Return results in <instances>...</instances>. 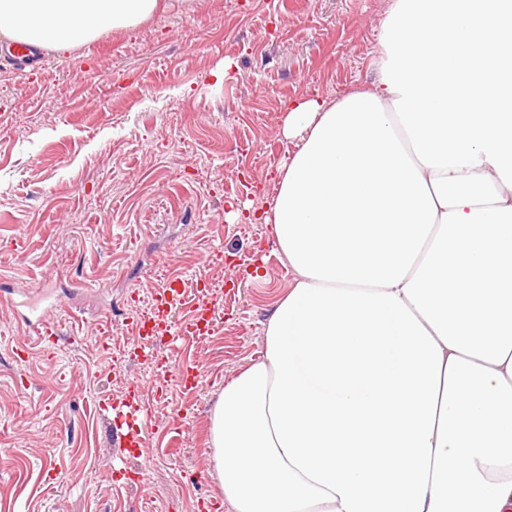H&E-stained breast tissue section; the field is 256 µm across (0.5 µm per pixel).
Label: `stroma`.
I'll list each match as a JSON object with an SVG mask.
<instances>
[{"mask_svg": "<svg viewBox=\"0 0 512 512\" xmlns=\"http://www.w3.org/2000/svg\"><path fill=\"white\" fill-rule=\"evenodd\" d=\"M165 2L135 29L45 51L34 73L0 54V512H228L211 411L291 279L260 219L296 151L277 119L380 76L391 0ZM170 275L214 283L217 326L179 353L196 387L158 393L116 351L139 345L126 312ZM22 290L61 300L59 341L29 336ZM134 377L155 422L127 485L109 476L98 401Z\"/></svg>", "mask_w": 512, "mask_h": 512, "instance_id": "obj_1", "label": "stroma"}]
</instances>
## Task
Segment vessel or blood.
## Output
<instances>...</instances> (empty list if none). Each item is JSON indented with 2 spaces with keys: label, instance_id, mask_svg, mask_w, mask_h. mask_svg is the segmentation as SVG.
Wrapping results in <instances>:
<instances>
[{
  "label": "vessel or blood",
  "instance_id": "obj_1",
  "mask_svg": "<svg viewBox=\"0 0 512 512\" xmlns=\"http://www.w3.org/2000/svg\"><path fill=\"white\" fill-rule=\"evenodd\" d=\"M136 325L142 338L138 355L157 359L158 383L173 382L184 387L194 384L195 371L173 363L172 358L187 339L214 332L216 318L212 308L205 303L187 304L180 281L170 277L161 287L152 289L151 311L137 319ZM142 392L141 382L133 378L122 398L104 397L99 401L112 432V445L126 458L148 445L150 416Z\"/></svg>",
  "mask_w": 512,
  "mask_h": 512
}]
</instances>
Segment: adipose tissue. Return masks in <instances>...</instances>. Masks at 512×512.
Wrapping results in <instances>:
<instances>
[{
	"mask_svg": "<svg viewBox=\"0 0 512 512\" xmlns=\"http://www.w3.org/2000/svg\"><path fill=\"white\" fill-rule=\"evenodd\" d=\"M159 0H0L67 52ZM379 80L279 118L292 274L211 413L231 512H512V0H393Z\"/></svg>",
	"mask_w": 512,
	"mask_h": 512,
	"instance_id": "obj_1",
	"label": "adipose tissue"
}]
</instances>
